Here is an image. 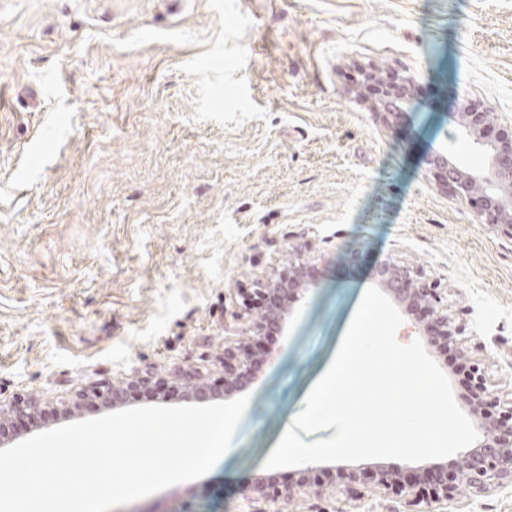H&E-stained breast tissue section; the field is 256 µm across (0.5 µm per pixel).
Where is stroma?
I'll use <instances>...</instances> for the list:
<instances>
[{
    "instance_id": "1",
    "label": "stroma",
    "mask_w": 512,
    "mask_h": 512,
    "mask_svg": "<svg viewBox=\"0 0 512 512\" xmlns=\"http://www.w3.org/2000/svg\"><path fill=\"white\" fill-rule=\"evenodd\" d=\"M362 68L413 77L396 131L357 96ZM464 97L512 124V0H0V398L40 404L18 441L107 415L63 406L101 381L154 371L163 406L193 402L177 367L221 387L233 289L279 273L302 236L318 280L245 389L232 460L113 512L191 487L210 512H263L244 485L297 479L263 464L390 260L440 279L465 358L511 398L512 235L426 165L483 167L448 118ZM298 508L406 510L388 493ZM431 510L512 512V484Z\"/></svg>"
}]
</instances>
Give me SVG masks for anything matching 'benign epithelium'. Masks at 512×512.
Wrapping results in <instances>:
<instances>
[{"label": "benign epithelium", "mask_w": 512, "mask_h": 512, "mask_svg": "<svg viewBox=\"0 0 512 512\" xmlns=\"http://www.w3.org/2000/svg\"><path fill=\"white\" fill-rule=\"evenodd\" d=\"M361 76L364 80L358 84L360 93L371 100L380 124L387 129L403 124L409 116L407 89L414 78L408 76L398 82L377 79L365 69L361 70ZM449 118L474 143L485 149L486 167L480 172L465 171L452 163L447 155L437 152L429 159V174L439 188L472 205L478 223L496 224L512 235V128L500 129L494 138H487L486 133L492 128L489 108L471 98L459 100ZM311 248L309 240L291 245L294 260L288 264V269L275 278L258 283L255 288L237 289L241 304L235 318L242 324L243 339L224 346V355L220 358L224 384L241 387L248 382L255 371L251 342L268 331L282 332L286 304L296 303L303 297V286L314 285L317 264L304 258V253ZM378 277L396 298L425 309L431 345H437L444 338L457 342L462 328L448 317V307L441 304L437 282L397 261L384 263L378 270ZM468 365L472 394L467 406L479 409L473 415L474 424L480 432H490V436L481 441L478 449L462 455L453 469L433 466L424 477L414 478L402 468L391 465L371 469L365 477L336 485L308 480L317 467L307 466L301 471L303 479L296 483L277 485L255 480L246 487L244 496L251 501L262 500L270 504L266 512H281L283 504L297 503L307 495L324 497L341 493L356 501L367 493L384 490L404 500L414 512H419L417 507L421 505L429 507L452 499L462 485L477 493H485L504 483H512V399L501 401L493 397L479 364L470 361ZM174 376L188 384L193 398L198 401L221 396L196 368L177 367ZM156 384L153 372L141 371L119 385L102 382L89 389H79L71 395L69 402L76 407L86 401L98 400L108 406L131 389H152ZM37 410L36 402L30 397L1 399L0 445L13 439L14 425L18 421L31 418Z\"/></svg>", "instance_id": "1"}]
</instances>
